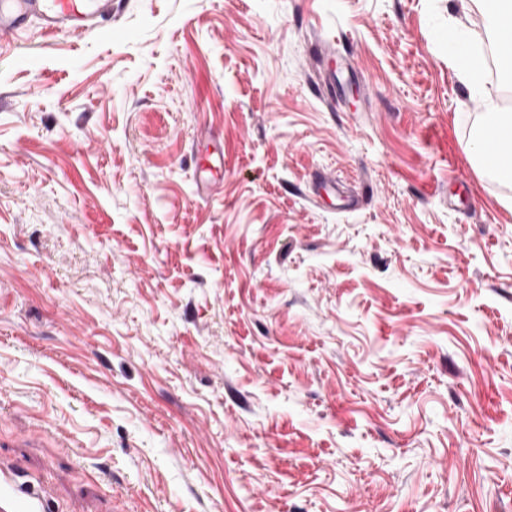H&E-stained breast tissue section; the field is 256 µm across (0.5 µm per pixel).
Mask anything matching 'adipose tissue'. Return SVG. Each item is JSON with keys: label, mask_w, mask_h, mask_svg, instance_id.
<instances>
[{"label": "adipose tissue", "mask_w": 512, "mask_h": 512, "mask_svg": "<svg viewBox=\"0 0 512 512\" xmlns=\"http://www.w3.org/2000/svg\"><path fill=\"white\" fill-rule=\"evenodd\" d=\"M472 8L492 23V40L500 57L512 59V0H470ZM478 165L498 177L512 180V113L487 114L476 136L466 143Z\"/></svg>", "instance_id": "obj_1"}]
</instances>
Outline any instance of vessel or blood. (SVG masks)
Segmentation results:
<instances>
[{"label":"vessel or blood","mask_w":512,"mask_h":512,"mask_svg":"<svg viewBox=\"0 0 512 512\" xmlns=\"http://www.w3.org/2000/svg\"><path fill=\"white\" fill-rule=\"evenodd\" d=\"M112 12V0H0V36L39 21L45 33L75 36ZM0 512H56L52 487L35 473L0 463Z\"/></svg>","instance_id":"1"}]
</instances>
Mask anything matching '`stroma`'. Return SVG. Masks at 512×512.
Listing matches in <instances>:
<instances>
[{
    "mask_svg": "<svg viewBox=\"0 0 512 512\" xmlns=\"http://www.w3.org/2000/svg\"><path fill=\"white\" fill-rule=\"evenodd\" d=\"M452 33L490 54L466 0L0 38V458L60 512H512V182L464 149L512 65L472 95Z\"/></svg>",
    "mask_w": 512,
    "mask_h": 512,
    "instance_id": "stroma-1",
    "label": "stroma"
}]
</instances>
